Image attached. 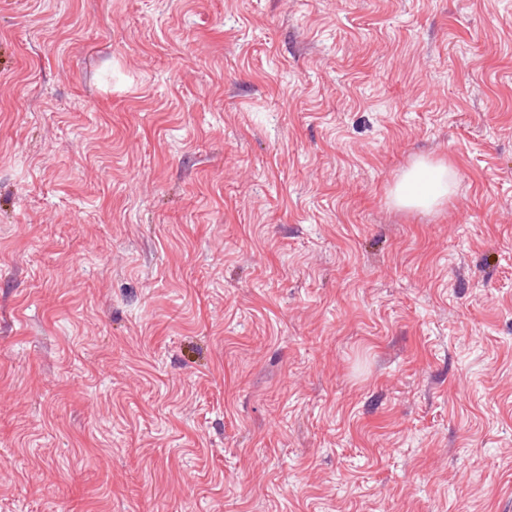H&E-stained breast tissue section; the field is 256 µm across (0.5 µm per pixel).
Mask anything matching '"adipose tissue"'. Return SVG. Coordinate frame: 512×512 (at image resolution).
<instances>
[{
	"label": "adipose tissue",
	"mask_w": 512,
	"mask_h": 512,
	"mask_svg": "<svg viewBox=\"0 0 512 512\" xmlns=\"http://www.w3.org/2000/svg\"><path fill=\"white\" fill-rule=\"evenodd\" d=\"M450 189L447 164L420 160L395 185L393 200L401 207L429 209L446 200Z\"/></svg>",
	"instance_id": "1"
}]
</instances>
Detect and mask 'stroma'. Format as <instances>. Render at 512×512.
<instances>
[{"label":"stroma","mask_w":512,"mask_h":512,"mask_svg":"<svg viewBox=\"0 0 512 512\" xmlns=\"http://www.w3.org/2000/svg\"><path fill=\"white\" fill-rule=\"evenodd\" d=\"M0 512H512V0H0ZM450 189L447 164L420 160L395 185L393 200L400 207L429 209L446 200Z\"/></svg>","instance_id":"35a3bbf8"}]
</instances>
